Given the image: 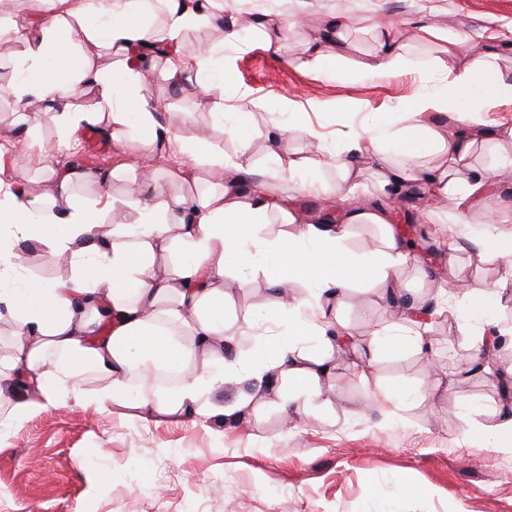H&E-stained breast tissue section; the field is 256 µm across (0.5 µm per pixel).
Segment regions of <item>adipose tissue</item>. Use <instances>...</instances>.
<instances>
[{
    "label": "adipose tissue",
    "mask_w": 512,
    "mask_h": 512,
    "mask_svg": "<svg viewBox=\"0 0 512 512\" xmlns=\"http://www.w3.org/2000/svg\"><path fill=\"white\" fill-rule=\"evenodd\" d=\"M28 9L42 11L44 27L33 34L13 28L15 40L25 46L17 63L19 80L12 91L22 106L40 101L58 106L54 119L62 134L55 148L41 156L45 180L57 199L17 186L0 159V307L13 320V349L0 361V386L10 384L13 372L25 367L30 392L12 407L13 419L51 403L61 391L82 397L81 383L96 375L105 384L93 396L96 406L134 404L141 418H193L200 414L204 395L226 376H248L267 381L269 375L288 378L308 399L327 402L320 380L332 370L331 357L312 356L303 344L315 328L325 327L327 312L321 297L338 298L351 284L369 278L394 287L392 272L404 265L407 254L393 234L383 249L351 255L344 242L355 224L387 226L385 211L349 206L342 224L298 223L280 204L270 186L246 192L241 175L253 170V139L243 123L225 129L236 144L233 158L214 151L208 137L182 138L159 123L151 98L139 86L155 65L153 46L179 45L182 33L206 24L210 9H223V0H24ZM161 14V26L149 19ZM383 39L357 67L365 75L389 78L411 69L435 73L441 85L433 92L416 93L403 110L404 126L391 145L379 133L364 127L354 131L350 154L331 156L338 179L331 191L352 194L360 175L350 156L370 161L380 191H418L420 196L467 200L481 194L482 181L459 182L469 166L476 142L474 129L482 125L489 107L512 101V80L500 70L495 52L462 55V40L446 29L415 25L413 33L375 22ZM432 37L436 54L426 59L410 53L412 42ZM107 46L117 55L116 66L104 70L78 41ZM198 85L214 108L224 106V83L230 72L218 66L212 51L194 58ZM98 87L94 107L76 105L80 87ZM155 137L176 141L180 152L191 155L219 186L215 193H167L154 184L153 172L144 180L150 192L130 199L135 222L104 225L113 210L108 192L115 172L96 174L103 188L96 204L73 200L82 171L54 163L55 153L68 150L71 137L85 126H102L112 138L126 139L132 131L129 114ZM448 116L441 124L439 116ZM285 224V231L269 240L257 239L255 226L267 217ZM44 246V260L68 262L70 274L62 280L37 281L24 273L20 244ZM272 250L290 278L312 288L310 297H285L272 282L275 298L271 313L288 317L295 332L278 340L275 348L259 345V366L227 358L225 347L236 336L224 322V277L228 258L240 251ZM57 358L45 370L48 352ZM177 371L179 380L167 387L157 374Z\"/></svg>",
    "instance_id": "adipose-tissue-1"
}]
</instances>
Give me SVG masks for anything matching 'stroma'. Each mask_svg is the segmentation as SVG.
Instances as JSON below:
<instances>
[{
	"label": "stroma",
	"mask_w": 512,
	"mask_h": 512,
	"mask_svg": "<svg viewBox=\"0 0 512 512\" xmlns=\"http://www.w3.org/2000/svg\"><path fill=\"white\" fill-rule=\"evenodd\" d=\"M256 9L289 21L308 17V26L292 30L280 53L265 46L259 31H244L245 48L223 44L218 26L187 31L182 56L193 60L210 48L229 59L223 118H216L209 97L179 92L158 62L141 84L148 97L163 103L162 118L184 137L207 129L216 150L233 155L224 127L235 120L241 94L251 103L248 129L254 139V169L267 172L272 160L269 132L303 162L315 189L283 184L288 208L310 219L343 208L327 185L336 171L328 152L341 150L351 131L374 127L386 135L400 128L397 108L417 91L437 83L412 71L391 78H370L357 70L305 68L308 49L321 30L340 21L349 44L322 42L328 56L362 59L377 46L374 20L430 23L460 34L462 51H494L505 77L512 78V0H249ZM24 46L0 37V114L16 103L8 88L17 80L16 62ZM484 128L501 135L478 141L468 177L487 181L480 198L465 201L462 221L450 224L445 209L416 200L412 223L424 227L434 257L420 246L409 249L401 275L410 294L426 299L429 315L417 325L428 356L409 348L393 349L368 330L393 321L394 307L377 283L351 286L332 301L328 313L336 330L353 334L346 353L323 381L327 406L298 397L282 406L267 397L243 418L212 415L193 420H142L134 409L86 404L102 386L87 378L84 401L63 394L23 422L10 415L21 396V380L0 393V512H512V451L486 435L505 413H512V290L502 289L501 259L481 254L477 240L512 235V222L492 224L488 211L512 212V102L484 113ZM35 136L24 128L0 124V150L18 184L31 189L43 178L38 157L52 146L60 129L52 111L35 112ZM74 152L61 164L80 159L83 169L123 170L110 193L114 210L126 213V201L143 193L140 172L155 169V179L170 192H202L211 179L174 144L151 141L145 131L136 140L117 141L102 132L82 130ZM189 172L187 181L170 170ZM255 269L251 288L238 286L240 273ZM285 274L275 257L254 250L233 259L224 287L227 322L267 306L268 281ZM485 292L482 313H471L466 288ZM363 359V369L353 360ZM473 375L465 370L472 364Z\"/></svg>",
	"instance_id": "1"
}]
</instances>
